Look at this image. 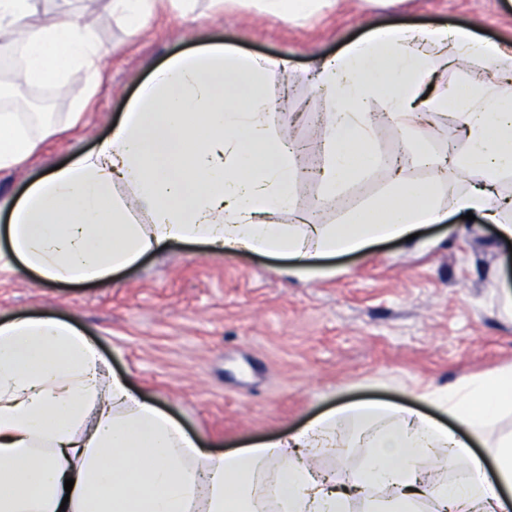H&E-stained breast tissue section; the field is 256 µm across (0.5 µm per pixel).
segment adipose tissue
I'll list each match as a JSON object with an SVG mask.
<instances>
[{"instance_id": "adipose-tissue-1", "label": "adipose tissue", "mask_w": 512, "mask_h": 512, "mask_svg": "<svg viewBox=\"0 0 512 512\" xmlns=\"http://www.w3.org/2000/svg\"><path fill=\"white\" fill-rule=\"evenodd\" d=\"M34 0H0V46L13 50L34 82L65 90L87 76L82 112L99 87L106 51L96 24L67 16L39 21ZM479 60L485 80L452 92L464 152L427 185L395 176L379 152L367 107L398 132L404 156L430 159L423 122L442 104L425 82L437 68ZM284 59L203 47L172 58L153 75L123 120L92 151L49 171L15 199L4 229L12 259L45 282L100 281L173 242L225 253L283 256L311 269L325 256L405 240L449 215L470 213L512 240V46L466 29L378 28L323 62L311 78L330 99L322 129L324 198L379 170L383 201L345 223L282 224L300 173L268 123L275 101L267 72ZM52 112H0V169L13 168L57 133ZM466 188H459L460 177ZM126 189L135 200L119 196ZM448 195L443 209L437 195ZM455 422L376 402L326 410L302 428L224 455L211 454L170 415L106 375L95 345L53 316L0 323V512H512V437L493 469L470 435L512 410V368L435 397ZM367 448L358 465L329 475L317 465L336 448ZM463 462L460 483L429 485L422 468ZM72 490H65L66 479Z\"/></svg>"}]
</instances>
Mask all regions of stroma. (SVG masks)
I'll use <instances>...</instances> for the list:
<instances>
[{
    "label": "stroma",
    "mask_w": 512,
    "mask_h": 512,
    "mask_svg": "<svg viewBox=\"0 0 512 512\" xmlns=\"http://www.w3.org/2000/svg\"><path fill=\"white\" fill-rule=\"evenodd\" d=\"M69 15L94 20L109 53L100 89L78 122L68 114L84 94L82 74L54 92L61 130L22 165L0 170V204L20 196L48 169L110 135L153 71L206 44L284 58L287 71L264 85L280 107L274 134L295 146L299 171L321 167L324 149L309 119L329 101L306 77L376 27L431 30L476 26L512 44V0H358L350 10L324 0L314 14L286 23L238 0L215 14L192 0L188 14L157 11L136 29L113 17L109 0H38L36 20ZM434 160L406 163L403 176L430 183L437 157L463 152L451 106L427 130ZM376 171L335 199L319 201L318 183L297 182L295 212L339 224L385 196ZM288 260L202 244H174L98 283H45L13 270L0 254V322L51 314L80 330L110 372L222 454L303 426L331 406L375 400L436 414L427 395L463 380L512 368V244L481 220L438 224L415 245L379 243L365 252L318 260L303 276Z\"/></svg>",
    "instance_id": "35a3bbf8"
}]
</instances>
